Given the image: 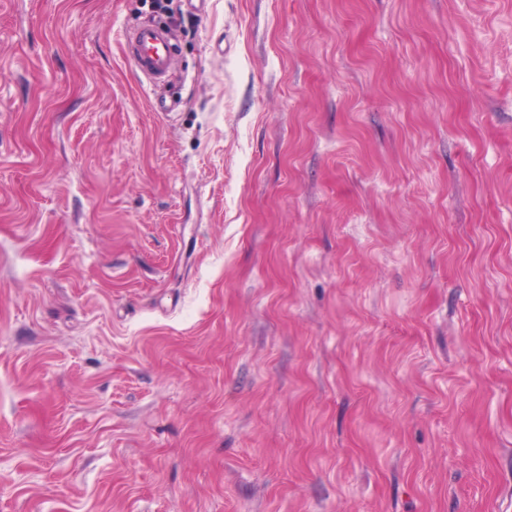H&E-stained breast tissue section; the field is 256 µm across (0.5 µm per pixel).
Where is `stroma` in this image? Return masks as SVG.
<instances>
[{"label": "stroma", "instance_id": "35a3bbf8", "mask_svg": "<svg viewBox=\"0 0 512 512\" xmlns=\"http://www.w3.org/2000/svg\"><path fill=\"white\" fill-rule=\"evenodd\" d=\"M0 512H512V0H0ZM173 37L171 27L162 23L143 24L126 33L136 71L153 86H160L172 68Z\"/></svg>", "mask_w": 512, "mask_h": 512}]
</instances>
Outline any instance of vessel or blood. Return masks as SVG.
<instances>
[{
  "label": "vessel or blood",
  "instance_id": "vessel-or-blood-1",
  "mask_svg": "<svg viewBox=\"0 0 512 512\" xmlns=\"http://www.w3.org/2000/svg\"><path fill=\"white\" fill-rule=\"evenodd\" d=\"M173 37L171 27L162 23H147L126 34L135 68L151 85H161L172 68Z\"/></svg>",
  "mask_w": 512,
  "mask_h": 512
}]
</instances>
